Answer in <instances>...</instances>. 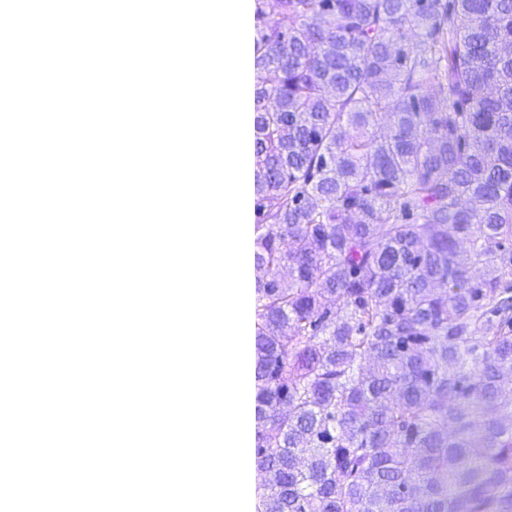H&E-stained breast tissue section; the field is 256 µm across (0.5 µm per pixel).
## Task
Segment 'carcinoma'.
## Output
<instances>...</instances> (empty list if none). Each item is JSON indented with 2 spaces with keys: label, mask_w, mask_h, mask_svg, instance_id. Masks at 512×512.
Returning <instances> with one entry per match:
<instances>
[{
  "label": "carcinoma",
  "mask_w": 512,
  "mask_h": 512,
  "mask_svg": "<svg viewBox=\"0 0 512 512\" xmlns=\"http://www.w3.org/2000/svg\"><path fill=\"white\" fill-rule=\"evenodd\" d=\"M256 14L261 512H512V0Z\"/></svg>",
  "instance_id": "1"
}]
</instances>
